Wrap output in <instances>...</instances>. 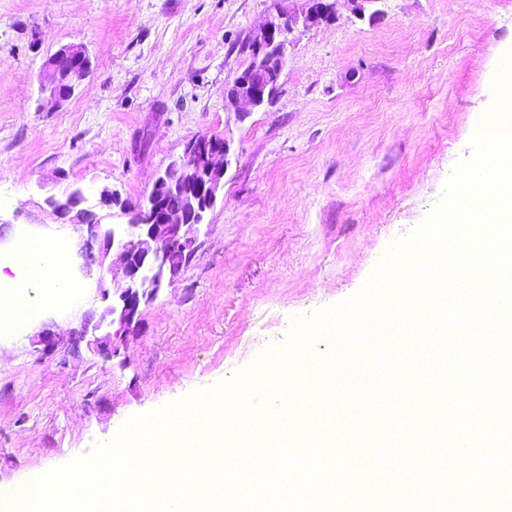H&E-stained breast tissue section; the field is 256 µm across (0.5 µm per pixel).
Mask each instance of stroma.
Masks as SVG:
<instances>
[{
	"instance_id": "35a3bbf8",
	"label": "stroma",
	"mask_w": 512,
	"mask_h": 512,
	"mask_svg": "<svg viewBox=\"0 0 512 512\" xmlns=\"http://www.w3.org/2000/svg\"><path fill=\"white\" fill-rule=\"evenodd\" d=\"M271 0H0V219L8 238L86 233L47 197L102 186L135 202L201 134L226 138L232 163L199 248L143 307L138 328L102 354L84 318L122 276L92 265L65 307L0 332V491L88 458L132 417L215 388L293 319L355 296L382 256L437 206L471 158L502 60L512 0H375L357 18L303 32L274 103L247 116L224 89L247 64ZM83 45L91 71L55 104L45 58ZM50 330L52 350L37 334Z\"/></svg>"
}]
</instances>
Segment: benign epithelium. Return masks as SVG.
<instances>
[{
	"mask_svg": "<svg viewBox=\"0 0 512 512\" xmlns=\"http://www.w3.org/2000/svg\"><path fill=\"white\" fill-rule=\"evenodd\" d=\"M273 2L274 12L245 46L249 64L225 89V109L229 112L243 115L245 106L254 110L272 103L299 36L312 26L336 20L335 0H300L298 8L283 6L284 0ZM90 69L83 46L65 45L44 62L41 86L60 102L64 97L58 94V86L65 84L68 92H74ZM229 164L228 141L199 135L186 142L182 154L157 177L143 200L129 203L107 187L100 189L101 205L115 206L129 216L126 228L119 233L101 232L96 214L81 207L85 197L80 190L47 200L59 219L87 227L89 236L100 241L97 256L91 247H84V268L103 264L112 248L117 252L123 277L112 282V304L94 328L107 321L118 324L123 332L133 329L140 321L142 307L179 278L198 249L205 218L216 205ZM170 198L176 199L172 205L166 203Z\"/></svg>",
	"mask_w": 512,
	"mask_h": 512,
	"instance_id": "obj_1",
	"label": "benign epithelium"
}]
</instances>
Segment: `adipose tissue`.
Wrapping results in <instances>:
<instances>
[{
    "label": "adipose tissue",
    "instance_id": "ef3b65f1",
    "mask_svg": "<svg viewBox=\"0 0 512 512\" xmlns=\"http://www.w3.org/2000/svg\"><path fill=\"white\" fill-rule=\"evenodd\" d=\"M11 266L0 264V321L32 323L45 305L70 286L66 268L52 251L26 242L12 247Z\"/></svg>",
    "mask_w": 512,
    "mask_h": 512
}]
</instances>
